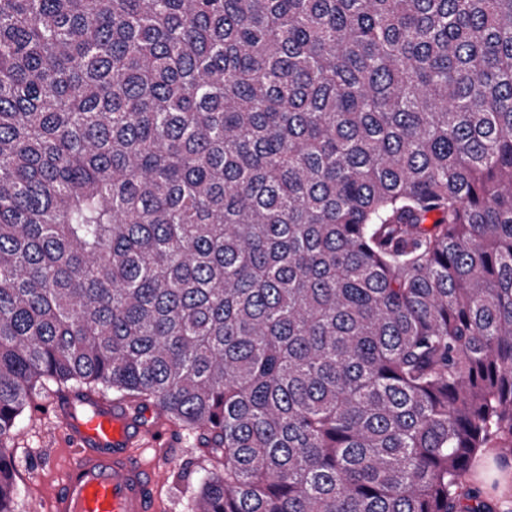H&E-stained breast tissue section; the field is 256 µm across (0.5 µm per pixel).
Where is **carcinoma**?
Returning a JSON list of instances; mask_svg holds the SVG:
<instances>
[{"label":"carcinoma","mask_w":512,"mask_h":512,"mask_svg":"<svg viewBox=\"0 0 512 512\" xmlns=\"http://www.w3.org/2000/svg\"><path fill=\"white\" fill-rule=\"evenodd\" d=\"M109 390L188 512H499L512 0H0V512L26 406ZM480 451L474 461L472 475L468 479V485L479 492L482 497L489 496L502 505H507L510 508L512 505V471L510 472L500 458L498 450ZM504 484H507L510 491L503 489Z\"/></svg>","instance_id":"carcinoma-1"}]
</instances>
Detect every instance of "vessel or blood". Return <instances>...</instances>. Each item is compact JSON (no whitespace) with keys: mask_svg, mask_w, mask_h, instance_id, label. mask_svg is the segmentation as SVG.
<instances>
[{"mask_svg":"<svg viewBox=\"0 0 512 512\" xmlns=\"http://www.w3.org/2000/svg\"><path fill=\"white\" fill-rule=\"evenodd\" d=\"M72 457L64 482L47 489L41 512H153L157 470L144 447L159 443L161 426L146 427L119 402H89L62 417Z\"/></svg>","mask_w":512,"mask_h":512,"instance_id":"b4317fda","label":"vessel or blood"}]
</instances>
